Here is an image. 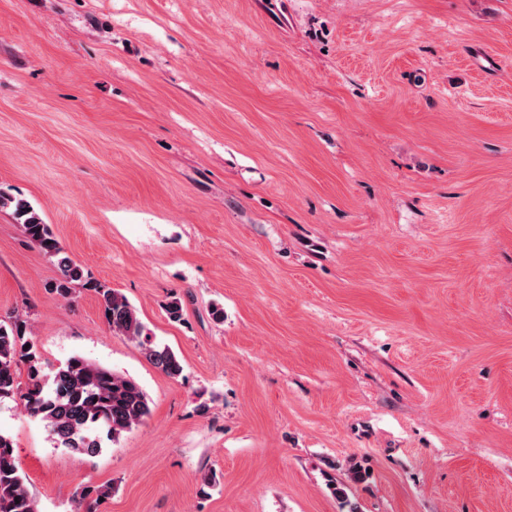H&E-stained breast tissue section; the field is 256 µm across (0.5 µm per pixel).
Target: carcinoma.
<instances>
[{"label":"carcinoma","mask_w":512,"mask_h":512,"mask_svg":"<svg viewBox=\"0 0 512 512\" xmlns=\"http://www.w3.org/2000/svg\"><path fill=\"white\" fill-rule=\"evenodd\" d=\"M10 207L23 233L57 267L55 292L66 299L77 288L95 292L103 316L112 332L139 342L146 358L171 378L183 367L175 352L149 340L148 329L137 310L119 291L107 288L85 274L53 236L33 207L24 199L0 195V208ZM25 368L26 382L19 381ZM17 399L23 411L44 422L56 442L74 453L96 456L102 450L100 433L115 441L150 414L148 399L131 379L81 356H73L51 373H46L31 325L17 316L0 322V400ZM112 494L109 485L86 486L81 500L93 506ZM0 512H37L27 477L15 454L13 440L0 433Z\"/></svg>","instance_id":"obj_1"}]
</instances>
